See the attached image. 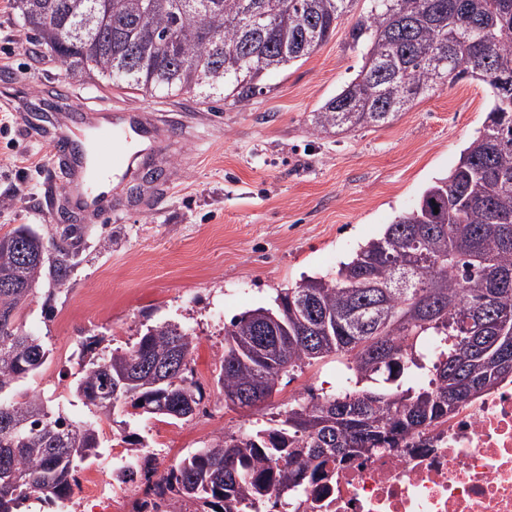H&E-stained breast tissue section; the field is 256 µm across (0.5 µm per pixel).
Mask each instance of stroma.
Here are the masks:
<instances>
[{
  "label": "stroma",
  "mask_w": 512,
  "mask_h": 512,
  "mask_svg": "<svg viewBox=\"0 0 512 512\" xmlns=\"http://www.w3.org/2000/svg\"><path fill=\"white\" fill-rule=\"evenodd\" d=\"M370 5L354 0L326 43L270 73L263 92L242 107L68 78L35 53L13 0H0V97L12 99L11 107L0 106V234L22 224L47 238L63 229L48 206L62 176L45 158L47 137L32 127L34 108H147L170 123L153 160L162 181L139 172L125 180L64 289L43 276L22 311L26 330L43 337L49 355L14 390L44 394L51 410L70 420L100 422L102 454L90 471H111L113 449L132 436L147 448L130 449V456L164 449L157 464L163 473L216 436L335 392L342 367L328 359L282 376L260 408L226 406L214 381L225 324L270 305L279 289L334 274L340 261L415 207L483 130L491 102L486 85L463 79L419 97L389 123L318 128V109L361 69L349 33ZM163 323L194 338L189 367L203 391L199 410L170 424L119 407L98 421L74 390L82 341L99 337L109 351Z\"/></svg>",
  "instance_id": "obj_1"
}]
</instances>
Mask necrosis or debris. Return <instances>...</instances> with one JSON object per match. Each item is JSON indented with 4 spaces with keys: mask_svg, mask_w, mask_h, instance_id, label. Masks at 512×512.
I'll use <instances>...</instances> for the list:
<instances>
[{
    "mask_svg": "<svg viewBox=\"0 0 512 512\" xmlns=\"http://www.w3.org/2000/svg\"><path fill=\"white\" fill-rule=\"evenodd\" d=\"M288 512H512V381L396 448L338 461Z\"/></svg>",
    "mask_w": 512,
    "mask_h": 512,
    "instance_id": "1",
    "label": "necrosis or debris"
}]
</instances>
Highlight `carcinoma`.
<instances>
[{
  "label": "carcinoma",
  "mask_w": 512,
  "mask_h": 512,
  "mask_svg": "<svg viewBox=\"0 0 512 512\" xmlns=\"http://www.w3.org/2000/svg\"><path fill=\"white\" fill-rule=\"evenodd\" d=\"M93 0H14L35 46L70 77L165 95L215 91L240 105L261 93L265 76L309 57L336 30L353 0H103L99 26L69 34ZM265 16L250 28L247 15ZM365 48L357 77L328 99L317 127L351 130L382 124L448 79L487 85L483 132L458 165L428 186L418 205L339 264L332 277H309L277 291L224 326L216 383L224 403L255 408L279 378L334 358L354 387L291 405L273 424L226 433L185 457L154 484L170 512H265L286 508L288 490L327 480L336 460L396 448L463 404L512 378V0H371L351 33ZM451 59L438 76L428 57ZM86 229L67 225L45 238L20 225L0 234V512L30 502L53 512L69 499L76 474L99 456L100 434L49 410L38 395L12 394L39 370L48 349L22 330L20 312L49 271L66 285ZM434 339L439 352L424 356ZM82 342L76 392L108 417L119 404L183 420L203 393L189 362L158 376L152 366L193 338L180 326L146 330L109 356ZM425 371L418 386L409 373Z\"/></svg>",
  "instance_id": "carcinoma-1"
}]
</instances>
